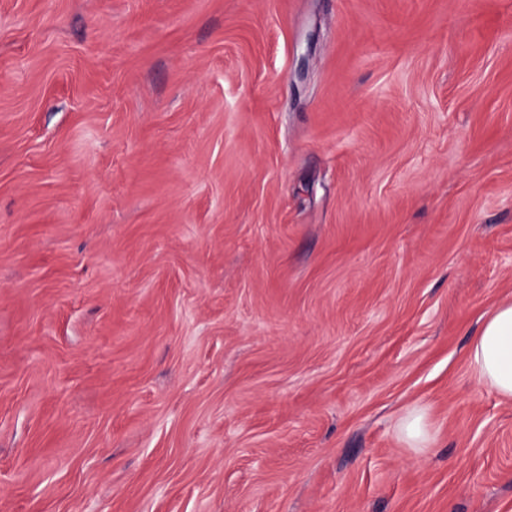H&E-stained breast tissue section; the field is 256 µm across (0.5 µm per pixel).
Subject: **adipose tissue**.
Segmentation results:
<instances>
[{
	"instance_id": "ef3b65f1",
	"label": "adipose tissue",
	"mask_w": 512,
	"mask_h": 512,
	"mask_svg": "<svg viewBox=\"0 0 512 512\" xmlns=\"http://www.w3.org/2000/svg\"><path fill=\"white\" fill-rule=\"evenodd\" d=\"M468 359L479 383L512 400V299L488 313L471 341Z\"/></svg>"
}]
</instances>
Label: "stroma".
<instances>
[{"instance_id":"35a3bbf8","label":"stroma","mask_w":512,"mask_h":512,"mask_svg":"<svg viewBox=\"0 0 512 512\" xmlns=\"http://www.w3.org/2000/svg\"><path fill=\"white\" fill-rule=\"evenodd\" d=\"M509 298L512 0H0V512H512ZM468 359L479 383L499 398L512 400V299L488 313L471 341ZM400 436L412 448H428L431 435L426 424V413L421 408H412L401 416L397 423Z\"/></svg>"}]
</instances>
